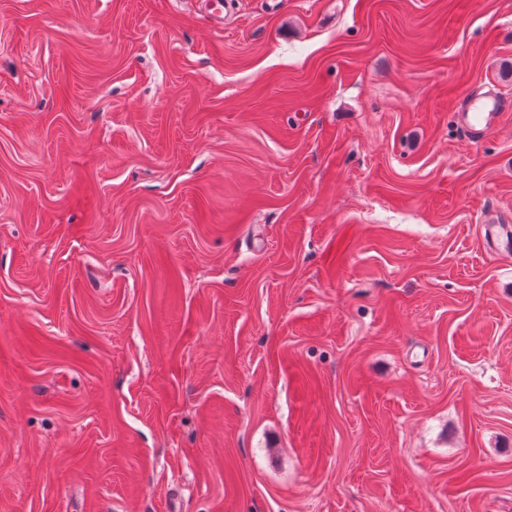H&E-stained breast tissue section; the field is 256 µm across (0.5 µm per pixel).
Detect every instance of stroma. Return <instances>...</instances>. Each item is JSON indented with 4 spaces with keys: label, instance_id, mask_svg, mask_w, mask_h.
Instances as JSON below:
<instances>
[{
    "label": "stroma",
    "instance_id": "1",
    "mask_svg": "<svg viewBox=\"0 0 512 512\" xmlns=\"http://www.w3.org/2000/svg\"><path fill=\"white\" fill-rule=\"evenodd\" d=\"M512 0H0V512H512ZM504 103L496 97H485L481 105L471 100L463 101L458 106L461 125L471 135H479L492 130L501 112ZM497 221H490L486 228V234L491 238L494 245V251L498 254L512 253V237L511 230H506L505 227L509 228L506 224H495ZM506 225V226H505Z\"/></svg>",
    "mask_w": 512,
    "mask_h": 512
}]
</instances>
